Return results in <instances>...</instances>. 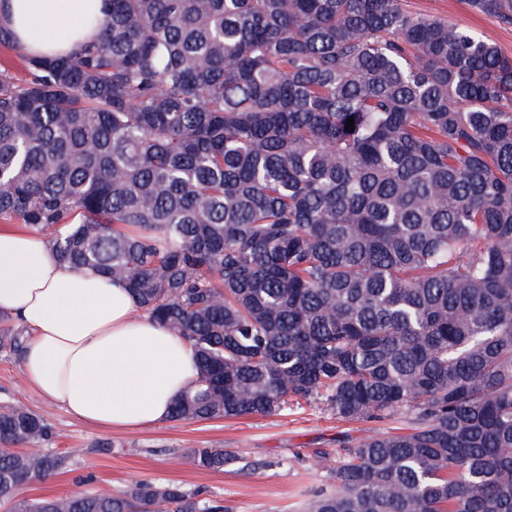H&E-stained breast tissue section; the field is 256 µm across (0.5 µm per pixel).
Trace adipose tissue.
Listing matches in <instances>:
<instances>
[{
    "label": "adipose tissue",
    "mask_w": 512,
    "mask_h": 512,
    "mask_svg": "<svg viewBox=\"0 0 512 512\" xmlns=\"http://www.w3.org/2000/svg\"><path fill=\"white\" fill-rule=\"evenodd\" d=\"M103 0H0V23L33 56L97 39ZM0 312L31 331L27 385L82 422L127 429L166 421L196 381L190 346L141 314L131 290L62 264L46 237L0 228Z\"/></svg>",
    "instance_id": "ef3b65f1"
}]
</instances>
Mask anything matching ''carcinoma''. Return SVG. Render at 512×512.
I'll use <instances>...</instances> for the list:
<instances>
[{"label":"carcinoma","mask_w":512,"mask_h":512,"mask_svg":"<svg viewBox=\"0 0 512 512\" xmlns=\"http://www.w3.org/2000/svg\"><path fill=\"white\" fill-rule=\"evenodd\" d=\"M104 2L97 41L0 66V219L193 348L172 420L406 416L319 452L312 512H512V57L402 0ZM28 337L0 317L1 355ZM53 439L0 404L7 512H228L148 480L28 500Z\"/></svg>","instance_id":"1"}]
</instances>
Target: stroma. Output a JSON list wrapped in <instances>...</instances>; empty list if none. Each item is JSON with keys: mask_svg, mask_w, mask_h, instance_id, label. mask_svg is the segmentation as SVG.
<instances>
[{"mask_svg": "<svg viewBox=\"0 0 512 512\" xmlns=\"http://www.w3.org/2000/svg\"><path fill=\"white\" fill-rule=\"evenodd\" d=\"M407 9L436 16L495 42L512 55V26L483 14L467 0H406ZM24 404L53 426L52 448L68 456L65 469L26 485L29 499L77 490L119 494L150 480L203 490L230 512H305L336 484L321 469L317 453L339 451L350 438L394 428V421L347 422L314 402L272 415L212 421H173L134 430H110L81 422L37 397L18 360L0 356V402ZM223 448L234 457L223 471L197 467L192 448Z\"/></svg>", "mask_w": 512, "mask_h": 512, "instance_id": "stroma-1", "label": "stroma"}]
</instances>
